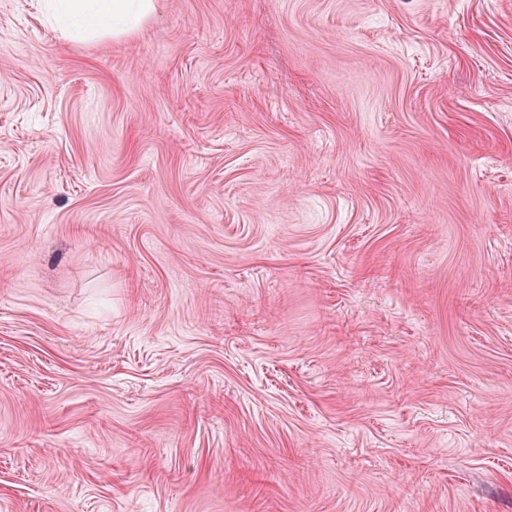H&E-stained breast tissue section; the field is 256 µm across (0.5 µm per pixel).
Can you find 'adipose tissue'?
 <instances>
[{"label":"adipose tissue","mask_w":512,"mask_h":512,"mask_svg":"<svg viewBox=\"0 0 512 512\" xmlns=\"http://www.w3.org/2000/svg\"><path fill=\"white\" fill-rule=\"evenodd\" d=\"M41 12L65 37L127 35L156 12L155 0H42Z\"/></svg>","instance_id":"adipose-tissue-1"}]
</instances>
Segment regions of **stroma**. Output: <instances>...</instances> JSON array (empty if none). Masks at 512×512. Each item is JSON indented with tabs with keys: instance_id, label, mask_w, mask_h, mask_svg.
Here are the masks:
<instances>
[{
	"instance_id": "35a3bbf8",
	"label": "stroma",
	"mask_w": 512,
	"mask_h": 512,
	"mask_svg": "<svg viewBox=\"0 0 512 512\" xmlns=\"http://www.w3.org/2000/svg\"><path fill=\"white\" fill-rule=\"evenodd\" d=\"M0 0V512H512V0ZM155 0H43L41 12L66 38L127 35L156 12Z\"/></svg>"
}]
</instances>
